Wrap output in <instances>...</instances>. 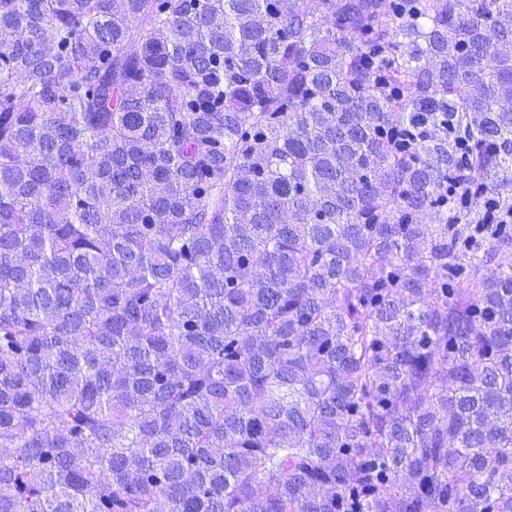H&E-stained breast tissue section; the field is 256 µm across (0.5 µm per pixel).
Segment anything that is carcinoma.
Returning a JSON list of instances; mask_svg holds the SVG:
<instances>
[{"instance_id": "cac0c4a2", "label": "carcinoma", "mask_w": 512, "mask_h": 512, "mask_svg": "<svg viewBox=\"0 0 512 512\" xmlns=\"http://www.w3.org/2000/svg\"><path fill=\"white\" fill-rule=\"evenodd\" d=\"M0 29V512H512V0Z\"/></svg>"}]
</instances>
